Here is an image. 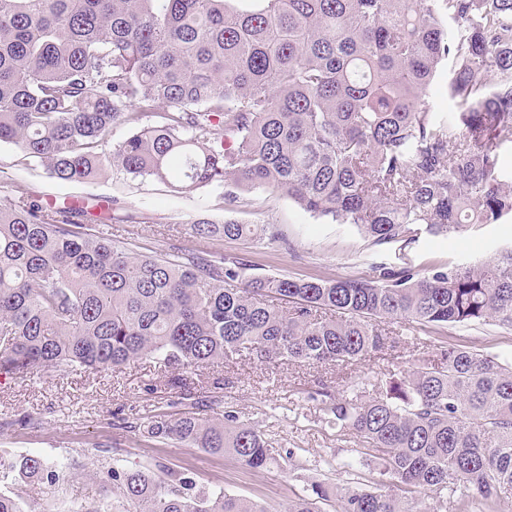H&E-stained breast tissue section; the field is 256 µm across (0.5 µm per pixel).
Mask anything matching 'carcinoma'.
Listing matches in <instances>:
<instances>
[{
	"label": "carcinoma",
	"mask_w": 512,
	"mask_h": 512,
	"mask_svg": "<svg viewBox=\"0 0 512 512\" xmlns=\"http://www.w3.org/2000/svg\"><path fill=\"white\" fill-rule=\"evenodd\" d=\"M0 0V143L59 182L110 166L188 186L278 192L354 224L373 244L452 235L512 215L498 148L512 145V0ZM455 23L448 32L436 5ZM450 60L461 122L425 107ZM164 108L162 122L140 127ZM137 132L112 154V130ZM23 189L0 205V375L116 370L142 359L194 371L245 359L354 363L410 329L491 320L512 330V248L478 266L377 279L247 276L216 251L135 255ZM200 238L252 233L200 221ZM236 282L235 288L225 284ZM292 303L281 308L278 301ZM310 399L354 430L392 484L318 482L284 512H427L448 489L458 512L512 495V367L441 346L386 387ZM143 437L229 455L257 469L282 446L225 406L154 409ZM100 496L72 512H269L159 464L95 460ZM41 456L0 459V512H34L26 485L79 477Z\"/></svg>",
	"instance_id": "obj_1"
}]
</instances>
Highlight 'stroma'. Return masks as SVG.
I'll use <instances>...</instances> for the list:
<instances>
[{
  "label": "stroma",
  "mask_w": 512,
  "mask_h": 512,
  "mask_svg": "<svg viewBox=\"0 0 512 512\" xmlns=\"http://www.w3.org/2000/svg\"><path fill=\"white\" fill-rule=\"evenodd\" d=\"M19 188L53 203L113 200L120 221L113 224L112 236L134 252L211 247L226 259L245 263L253 276L370 278L383 268L424 273L438 266L477 265L512 246L511 216L495 224L470 225L449 237L424 232L409 243L375 245L355 225L315 217L277 193L245 191L231 204L218 186L180 190L110 168L88 183H61L50 179L42 166L15 145L0 143V204L8 203ZM227 218L242 224L275 225L283 238L271 242L247 237L211 244L190 230L200 219ZM444 343L495 354L512 364V330L476 322L407 331L397 347L353 365L314 368L248 360L209 365L192 376L186 390L172 385L174 370L145 359L115 371L52 369L26 380L0 375V454L38 455L52 461L85 449L90 456H106L130 468L153 462L188 469L204 485L264 504L271 512H283L288 500L304 494L311 482L343 485L380 479L376 460L366 455L354 431L328 422L316 403L305 401V391L321 380L337 382L348 392L366 378L385 385L407 375L427 358L431 346ZM189 399L232 405L241 420L279 439L288 456L267 467L249 469L229 456L146 441L138 429L140 419L150 410ZM27 413L37 419V427L15 425V418ZM99 494L98 483L87 474L41 486L30 492L29 501L35 512H70L73 505Z\"/></svg>",
  "instance_id": "1"
}]
</instances>
